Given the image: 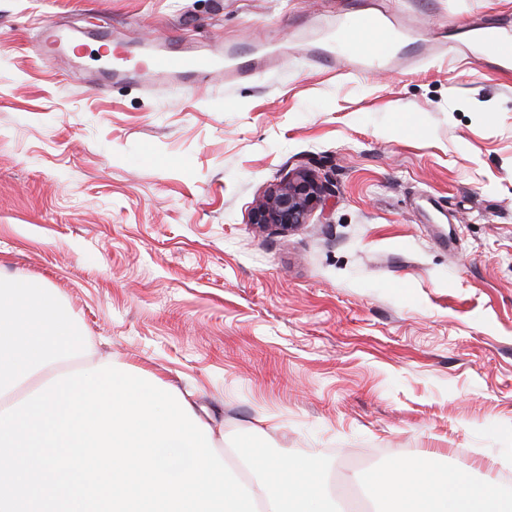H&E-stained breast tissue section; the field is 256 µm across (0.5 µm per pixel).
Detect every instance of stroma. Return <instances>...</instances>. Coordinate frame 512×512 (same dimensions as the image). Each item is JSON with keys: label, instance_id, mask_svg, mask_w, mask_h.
<instances>
[{"label": "stroma", "instance_id": "obj_1", "mask_svg": "<svg viewBox=\"0 0 512 512\" xmlns=\"http://www.w3.org/2000/svg\"><path fill=\"white\" fill-rule=\"evenodd\" d=\"M386 62L319 63L349 20ZM81 43L43 59L40 25ZM512 0H0V278L48 289L105 361L177 388L225 438L331 460L366 512L395 462L466 470L512 502ZM150 42L237 61L199 90L101 86ZM304 167L328 196L250 224ZM326 193L318 176L308 170H297L288 179L270 184L253 209L250 224L282 231L308 224Z\"/></svg>", "mask_w": 512, "mask_h": 512}]
</instances>
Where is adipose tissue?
<instances>
[{"label": "adipose tissue", "mask_w": 512, "mask_h": 512, "mask_svg": "<svg viewBox=\"0 0 512 512\" xmlns=\"http://www.w3.org/2000/svg\"><path fill=\"white\" fill-rule=\"evenodd\" d=\"M375 481L383 492L376 512H507L492 488L461 469L407 470L396 462Z\"/></svg>", "instance_id": "obj_1"}]
</instances>
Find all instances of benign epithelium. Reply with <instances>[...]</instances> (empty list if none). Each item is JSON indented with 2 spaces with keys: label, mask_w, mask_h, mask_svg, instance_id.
Instances as JSON below:
<instances>
[{
  "label": "benign epithelium",
  "mask_w": 512,
  "mask_h": 512,
  "mask_svg": "<svg viewBox=\"0 0 512 512\" xmlns=\"http://www.w3.org/2000/svg\"><path fill=\"white\" fill-rule=\"evenodd\" d=\"M326 193L318 176L308 170H297L264 191L251 213L250 223L282 231L295 229L309 223Z\"/></svg>",
  "instance_id": "1"
}]
</instances>
